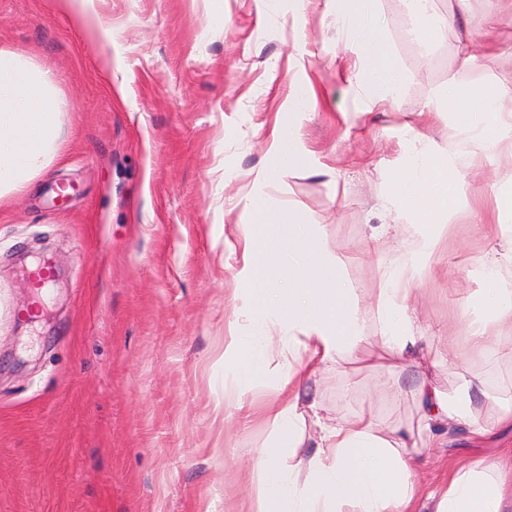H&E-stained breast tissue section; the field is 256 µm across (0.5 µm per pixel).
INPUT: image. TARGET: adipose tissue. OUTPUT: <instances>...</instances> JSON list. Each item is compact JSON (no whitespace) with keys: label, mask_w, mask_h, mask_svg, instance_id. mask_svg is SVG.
I'll return each instance as SVG.
<instances>
[{"label":"adipose tissue","mask_w":512,"mask_h":512,"mask_svg":"<svg viewBox=\"0 0 512 512\" xmlns=\"http://www.w3.org/2000/svg\"><path fill=\"white\" fill-rule=\"evenodd\" d=\"M335 12L348 45L359 51L353 75L358 91L374 104L397 98L407 77L382 53L386 38L376 0H336ZM63 104L48 69L0 47V205L59 162ZM427 110L453 113L475 155L512 158V76L497 79L487 93L449 90ZM481 112L489 121L477 122ZM457 168L456 159L439 146L418 141L392 170L383 204L415 232L407 250L391 255L382 286L365 308L299 209L284 212L260 197L248 200L253 222L241 277L251 300L241 316L250 332L227 343L225 353L237 360L238 370L224 395L237 401L265 385L270 374L282 377L276 396L264 402L273 445L257 462L263 486L258 512H512V454L474 460L428 492L415 480L423 449L446 447L451 429H466L479 439L512 424V404L501 405L495 420L481 421L467 404L450 403L432 384L436 360L409 313L410 291L402 286L410 268L434 262L439 238L422 232V225L447 223L469 201ZM511 213L509 192L497 195L484 214L487 235L495 242L484 260L488 287L479 299L481 316L464 328L479 356L498 353L501 338L512 332V289L505 285L512 274V240L504 241L502 222ZM369 320L377 322L384 350L395 361H409L421 375L412 391L418 428L385 427L366 414L331 423L318 402L300 399L302 380L353 353Z\"/></svg>","instance_id":"adipose-tissue-1"}]
</instances>
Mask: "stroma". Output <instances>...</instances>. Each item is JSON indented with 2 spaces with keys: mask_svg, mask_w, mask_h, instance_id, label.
<instances>
[{
  "mask_svg": "<svg viewBox=\"0 0 512 512\" xmlns=\"http://www.w3.org/2000/svg\"><path fill=\"white\" fill-rule=\"evenodd\" d=\"M389 58L410 79L386 109L365 111L349 82L330 0H94L112 37L89 40L49 0H0V47L49 68L65 100L61 160L0 208V512H254L250 474L271 444L263 414L241 425L224 397V350L246 333L237 313L252 215L249 195L299 207L340 262L360 303L403 251L387 232V175L415 135L466 156L452 113L407 122L449 85L490 90L512 74V11L468 0L437 43L439 63L401 34L404 0H378ZM483 22L487 50H458ZM111 55V67L102 58ZM302 94L305 109L288 102ZM290 127L309 165L278 171L273 134ZM474 207L512 187V160L462 164ZM483 224L459 212L441 231L439 263L413 269L409 311L432 345L448 401L470 398L493 420L512 401V339L473 358L462 328L486 288ZM56 278L32 288L29 268ZM336 368L306 378L302 400L326 418L365 412L416 427L414 368L394 374L374 323ZM480 377L483 388L468 391ZM512 449V430L465 429L416 472L430 490L460 466Z\"/></svg>",
  "mask_w": 512,
  "mask_h": 512,
  "instance_id": "stroma-1",
  "label": "stroma"
}]
</instances>
